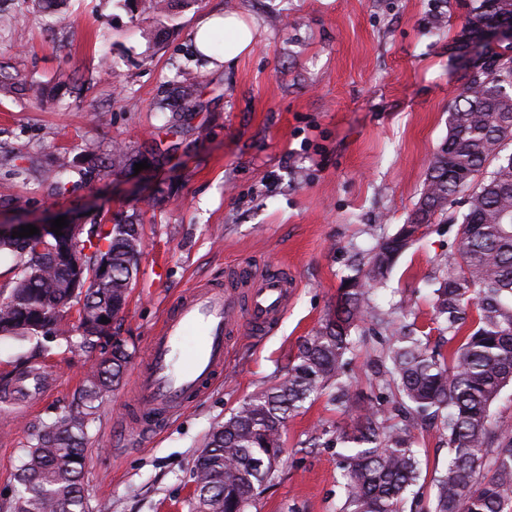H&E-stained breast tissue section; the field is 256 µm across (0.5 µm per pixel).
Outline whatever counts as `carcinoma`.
<instances>
[{"instance_id":"cac0c4a2","label":"carcinoma","mask_w":512,"mask_h":512,"mask_svg":"<svg viewBox=\"0 0 512 512\" xmlns=\"http://www.w3.org/2000/svg\"><path fill=\"white\" fill-rule=\"evenodd\" d=\"M512 16V0H473L450 50L463 55L482 41L483 26ZM496 52L484 70L468 76L448 115V137L427 168L424 188L405 224L383 238L367 263L339 289L336 306L313 336L301 342L288 375L250 396L230 418L216 423L196 459L194 512H247L260 486L285 452L288 415L331 382L336 406L351 418L352 444L344 456L342 512H402L421 477L411 431L427 417L448 432V464L435 479L431 512H512V435L498 430L490 406L512 385V69ZM68 162L45 171L59 195L70 193ZM467 200L460 213L457 257L432 289L434 321L448 330V355L427 337L405 333L365 303L366 285L381 282L414 238L445 213L448 200ZM141 224H90L83 279L89 282L78 309L84 324L80 348L92 349L112 329L98 330L102 316L126 307L142 253ZM56 239L42 252L27 239H0V259L14 273L8 307L0 309V339L39 336L69 339V324L55 313L72 308L69 269L53 257ZM111 256L109 274L96 273L97 258ZM375 320L391 332L382 375L391 394L407 405L402 422L366 407L339 380L358 323ZM116 355L87 371L69 410L30 434L18 470L24 491L10 512H89L83 493L85 441L103 397L118 385L132 352L123 341Z\"/></svg>"}]
</instances>
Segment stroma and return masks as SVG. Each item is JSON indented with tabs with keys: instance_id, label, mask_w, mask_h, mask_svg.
<instances>
[{
	"instance_id": "stroma-1",
	"label": "stroma",
	"mask_w": 512,
	"mask_h": 512,
	"mask_svg": "<svg viewBox=\"0 0 512 512\" xmlns=\"http://www.w3.org/2000/svg\"><path fill=\"white\" fill-rule=\"evenodd\" d=\"M151 0H0V222L58 217L122 224L144 240L128 305L112 327L144 354L165 309L196 282H223L237 265H287L297 280L287 313L264 336L241 335L222 381L183 414L144 435L125 416L132 370L104 399L86 441L84 493L111 512H191L192 471L211 427L284 377L301 341L336 303L343 280L404 224L448 111L468 70L449 46L471 0H172V22ZM217 12L257 31L230 65L200 55L192 34ZM109 55L115 68L100 67ZM123 146L131 164L58 195L44 177L59 156L85 167L88 150ZM152 158L138 171L134 162ZM458 227L439 217L397 260L369 304L444 348L431 283L456 253ZM345 378L368 405L397 406L380 385L390 333L360 324ZM41 361L58 367L31 413L0 391V512L17 498L15 474L31 432L68 409L93 353L57 339ZM327 387L290 414L283 459L248 512H341L350 419ZM427 469L403 512H429L448 437L414 432Z\"/></svg>"
}]
</instances>
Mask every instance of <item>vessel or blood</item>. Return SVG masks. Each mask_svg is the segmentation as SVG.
<instances>
[{"mask_svg": "<svg viewBox=\"0 0 512 512\" xmlns=\"http://www.w3.org/2000/svg\"><path fill=\"white\" fill-rule=\"evenodd\" d=\"M296 281L287 267L241 265L224 284L204 282L177 300L134 370L130 394L150 433L203 396L224 373L240 329L263 336L288 309Z\"/></svg>", "mask_w": 512, "mask_h": 512, "instance_id": "1", "label": "vessel or blood"}]
</instances>
